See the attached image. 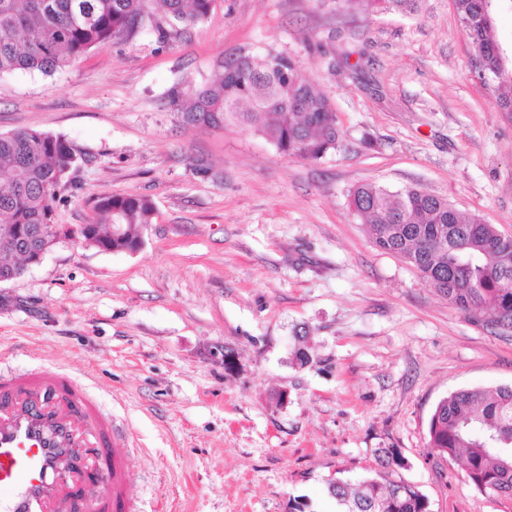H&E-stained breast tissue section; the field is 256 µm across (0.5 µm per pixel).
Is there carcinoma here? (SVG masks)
Instances as JSON below:
<instances>
[{
	"instance_id": "1",
	"label": "carcinoma",
	"mask_w": 512,
	"mask_h": 512,
	"mask_svg": "<svg viewBox=\"0 0 512 512\" xmlns=\"http://www.w3.org/2000/svg\"><path fill=\"white\" fill-rule=\"evenodd\" d=\"M0 0V74L39 71L44 75L109 45L117 37L150 27L166 38L164 23L204 20L214 0ZM471 40L479 79L502 90V112H512V63L500 54L495 17L483 0H454ZM183 123L219 128L240 125L261 135L287 156L321 159L336 150L341 130L332 100L303 77L296 60L280 56L279 68L267 58L239 56L221 62L208 84L188 93ZM76 165L68 141L48 132L24 129L0 133V272L25 270L6 224L36 229L52 223L57 190L70 183ZM349 207L366 225L374 243L414 266L443 297L472 315L491 313L495 326L512 331V264L494 247L497 230L461 215L448 200L417 188L390 191L375 183L356 186ZM92 224L104 239L120 246L141 238L152 223L154 206L145 196L100 198ZM512 388L461 389L442 398L430 417L428 448L441 457L465 455L464 470L480 491L512 488ZM338 512H430L418 488L386 476L356 483L336 480L328 490Z\"/></svg>"
}]
</instances>
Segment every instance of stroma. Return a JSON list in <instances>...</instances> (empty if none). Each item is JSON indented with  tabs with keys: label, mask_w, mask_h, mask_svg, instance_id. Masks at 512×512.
<instances>
[{
	"label": "stroma",
	"mask_w": 512,
	"mask_h": 512,
	"mask_svg": "<svg viewBox=\"0 0 512 512\" xmlns=\"http://www.w3.org/2000/svg\"><path fill=\"white\" fill-rule=\"evenodd\" d=\"M242 53L296 59L336 107V151L182 123L175 96ZM472 54L454 0L409 16L215 0L167 39L147 28L49 76L0 75V133L80 156L54 223H89L104 196L156 208L136 252L61 239L0 284V371L80 383L122 425L145 512H336L328 481L374 474L380 448L431 512H512L427 446L442 397L512 385V333L449 304L349 208L360 184L416 187L512 235V113Z\"/></svg>",
	"instance_id": "obj_1"
}]
</instances>
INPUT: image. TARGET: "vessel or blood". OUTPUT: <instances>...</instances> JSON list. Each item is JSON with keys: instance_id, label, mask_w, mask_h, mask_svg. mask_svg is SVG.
I'll use <instances>...</instances> for the list:
<instances>
[{"instance_id": "b4317fda", "label": "vessel or blood", "mask_w": 512, "mask_h": 512, "mask_svg": "<svg viewBox=\"0 0 512 512\" xmlns=\"http://www.w3.org/2000/svg\"><path fill=\"white\" fill-rule=\"evenodd\" d=\"M120 434L69 374H0V512H144Z\"/></svg>"}]
</instances>
